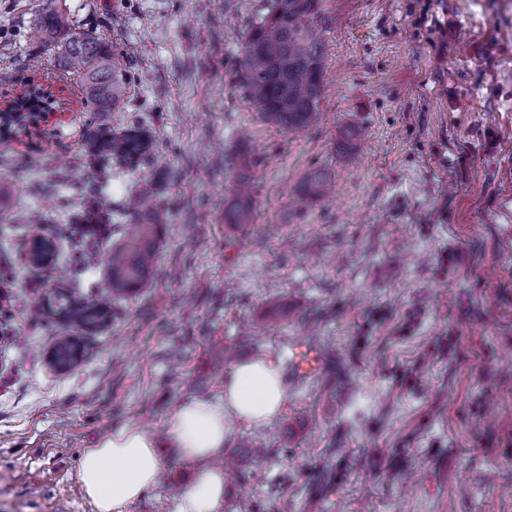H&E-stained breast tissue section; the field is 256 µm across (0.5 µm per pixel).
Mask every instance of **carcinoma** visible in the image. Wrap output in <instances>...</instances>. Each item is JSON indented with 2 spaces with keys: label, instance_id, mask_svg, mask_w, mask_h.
<instances>
[{
  "label": "carcinoma",
  "instance_id": "obj_1",
  "mask_svg": "<svg viewBox=\"0 0 512 512\" xmlns=\"http://www.w3.org/2000/svg\"><path fill=\"white\" fill-rule=\"evenodd\" d=\"M322 13L323 0H265L263 12L240 38L241 90L254 111L288 131L307 127L319 112L326 62ZM33 37L55 50L59 72L81 78L86 104L93 110L109 112L128 93V77L119 57L97 32L72 31L68 15L49 6L34 25ZM95 151L107 163L123 165L149 154L151 142L132 127L119 136L101 138ZM325 192L322 173H308L302 198L314 200ZM165 221L166 213L156 209L121 225V245L112 250L109 260V293L92 305L81 306L71 299L79 289L57 291L50 301L52 309L90 330L109 322L112 306L141 287L152 272L159 226ZM225 221L234 226L251 223L249 202L240 200L226 213ZM54 353V367L65 371L82 357L75 338L59 342Z\"/></svg>",
  "mask_w": 512,
  "mask_h": 512
}]
</instances>
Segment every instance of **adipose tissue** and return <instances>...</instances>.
Instances as JSON below:
<instances>
[{"label":"adipose tissue","mask_w":512,"mask_h":512,"mask_svg":"<svg viewBox=\"0 0 512 512\" xmlns=\"http://www.w3.org/2000/svg\"><path fill=\"white\" fill-rule=\"evenodd\" d=\"M286 395L279 367L258 358L225 373L223 399L188 398L178 404L166 421L165 433L181 458L198 465L193 481L181 493L178 512H219L224 470L213 460L224 448L227 415L252 424L267 422L278 413ZM162 469L152 435L124 425L85 449L80 488L96 512H123L156 486Z\"/></svg>","instance_id":"adipose-tissue-1"}]
</instances>
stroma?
I'll return each instance as SVG.
<instances>
[{"label": "stroma", "instance_id": "stroma-1", "mask_svg": "<svg viewBox=\"0 0 512 512\" xmlns=\"http://www.w3.org/2000/svg\"><path fill=\"white\" fill-rule=\"evenodd\" d=\"M49 6L124 54L133 80L112 111L87 108L31 40ZM263 7L0 0V100L39 73L65 102L41 135L0 139V512H95L80 459L124 424L153 433L164 469L126 512H176L196 466L167 416L223 397L235 364L287 369L299 344L321 365L287 379L279 415L229 422L220 512H512V0H325L320 114L299 132L239 88ZM132 124L152 151L104 174L98 128ZM312 170L333 192L297 209ZM147 181L168 212L147 285L93 331L52 315L71 263L30 264L37 226ZM244 184L253 219L233 227ZM120 238L96 245L84 299L105 293ZM70 336L84 359L55 370Z\"/></svg>", "mask_w": 512, "mask_h": 512}]
</instances>
